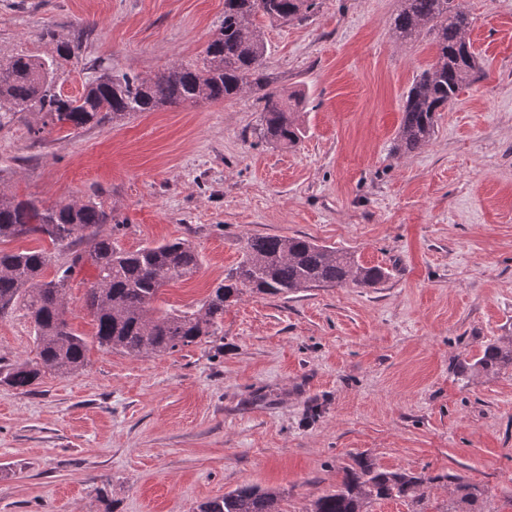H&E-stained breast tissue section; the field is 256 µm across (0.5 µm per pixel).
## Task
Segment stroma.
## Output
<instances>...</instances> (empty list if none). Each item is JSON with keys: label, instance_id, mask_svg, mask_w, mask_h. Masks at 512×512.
I'll list each match as a JSON object with an SVG mask.
<instances>
[{"label": "stroma", "instance_id": "obj_1", "mask_svg": "<svg viewBox=\"0 0 512 512\" xmlns=\"http://www.w3.org/2000/svg\"><path fill=\"white\" fill-rule=\"evenodd\" d=\"M458 3L484 74L408 156L391 148L435 50L397 42L400 0L260 19L271 87L302 99L292 149L260 140L257 90L79 130L33 112L0 125L1 191L95 199L115 219L99 234L128 251L194 246L198 273L164 287L162 307L199 304L254 235L305 236L390 273L374 288L244 291L217 336L136 358L93 342L84 266L67 306L86 367L30 392L0 384V512H196L245 484L305 512L359 454L463 475L484 512H512V370L456 371L512 336V0ZM223 18L224 0H0V61L50 59L88 28L57 73L77 95L99 64L144 77L197 60ZM34 354L28 319L0 318V364Z\"/></svg>", "mask_w": 512, "mask_h": 512}]
</instances>
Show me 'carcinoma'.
<instances>
[{"label":"carcinoma","mask_w":512,"mask_h":512,"mask_svg":"<svg viewBox=\"0 0 512 512\" xmlns=\"http://www.w3.org/2000/svg\"><path fill=\"white\" fill-rule=\"evenodd\" d=\"M321 0H224V21L218 35L198 60L178 63L153 77L103 72L79 96L57 89L56 74L80 48V41L60 43L49 60L26 55L0 63V118L3 110L38 112L53 126L74 129L104 125L154 112L165 106L218 103L246 89L262 95L261 135L270 144L295 147L302 131L295 117L301 104L294 94L268 87L264 59L267 43L255 17L290 23L312 17ZM472 20L455 0H401L394 18L400 42L423 33L431 37L435 61L416 75L402 107L393 150L409 155L426 146L435 134L439 112L482 73L480 57L467 44ZM112 213L90 198L46 208L33 199L18 200L0 192V241L21 236L49 239L69 252V261L46 281L44 269L52 256L43 249L0 250V317L20 309L33 325L35 357L0 367V383L30 392L46 372L69 375L86 366L87 341L76 333L67 315L69 280L86 264L96 275L86 295L99 347L132 357L175 351L218 333L224 308L242 288L266 295H288L309 288H332L348 282L375 288L388 273L365 266L348 250L320 245L306 237L254 236L246 239L238 263L224 273L201 304L184 309L155 307L163 287L193 277L200 256L186 240L143 246L129 252L110 238L98 236L100 224ZM460 374L512 370V339L489 343L474 362L459 363ZM454 484L457 496L440 512H465L481 496L462 475H415L377 468L363 456L343 470L336 488L316 497L307 512H368L374 500L405 498L412 512H430L426 489L441 482ZM197 512H285L279 493L244 485L220 499L201 503Z\"/></svg>","instance_id":"1"}]
</instances>
